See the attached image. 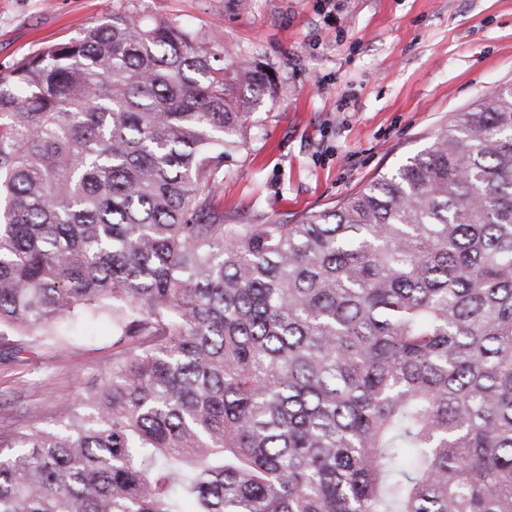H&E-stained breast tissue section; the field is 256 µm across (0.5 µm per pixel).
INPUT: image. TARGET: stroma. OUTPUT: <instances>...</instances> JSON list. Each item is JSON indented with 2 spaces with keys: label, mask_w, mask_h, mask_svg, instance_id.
Listing matches in <instances>:
<instances>
[{
  "label": "stroma",
  "mask_w": 512,
  "mask_h": 512,
  "mask_svg": "<svg viewBox=\"0 0 512 512\" xmlns=\"http://www.w3.org/2000/svg\"><path fill=\"white\" fill-rule=\"evenodd\" d=\"M124 10L222 35L273 73L275 102L253 111L243 146L224 157L228 224H290L336 204L512 84V0H0V72ZM111 368L104 318L52 341L0 338V429L55 422Z\"/></svg>",
  "instance_id": "obj_1"
}]
</instances>
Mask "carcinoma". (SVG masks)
I'll return each mask as SVG.
<instances>
[{
  "label": "carcinoma",
  "mask_w": 512,
  "mask_h": 512,
  "mask_svg": "<svg viewBox=\"0 0 512 512\" xmlns=\"http://www.w3.org/2000/svg\"><path fill=\"white\" fill-rule=\"evenodd\" d=\"M276 85L131 12L0 73V335L112 371L0 432V512H512V85L295 224H226Z\"/></svg>",
  "instance_id": "carcinoma-1"
}]
</instances>
